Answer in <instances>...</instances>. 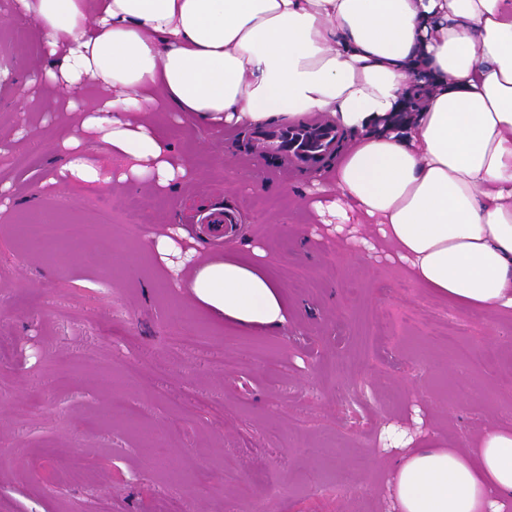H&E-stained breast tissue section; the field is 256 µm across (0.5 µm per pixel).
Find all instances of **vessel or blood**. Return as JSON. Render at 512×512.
I'll use <instances>...</instances> for the list:
<instances>
[{"label": "vessel or blood", "mask_w": 512, "mask_h": 512, "mask_svg": "<svg viewBox=\"0 0 512 512\" xmlns=\"http://www.w3.org/2000/svg\"><path fill=\"white\" fill-rule=\"evenodd\" d=\"M338 133L326 119L283 124L260 128L252 134L254 156L275 151L292 168L312 169L334 152Z\"/></svg>", "instance_id": "vessel-or-blood-1"}]
</instances>
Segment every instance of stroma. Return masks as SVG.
I'll return each mask as SVG.
<instances>
[{"label":"stroma","mask_w":512,"mask_h":512,"mask_svg":"<svg viewBox=\"0 0 512 512\" xmlns=\"http://www.w3.org/2000/svg\"><path fill=\"white\" fill-rule=\"evenodd\" d=\"M42 62L37 26L0 0V187L12 195L0 206V512H158L170 498L185 512H386L397 457L384 430L462 450L512 425V314L472 319L319 225L348 132L315 177L254 158L249 129L166 110L154 120L196 170L177 190L53 185L66 102L40 88L15 103ZM20 154L35 166L18 167ZM257 197L281 206L257 213ZM224 208L245 217L234 247L264 250L288 300L274 335L214 323L149 247L192 225L200 254L222 256L202 219ZM44 219L57 239L29 242L23 226ZM450 319L461 348L498 365L430 343V325ZM375 322L400 331L370 352ZM118 395L137 419L113 409Z\"/></svg>","instance_id":"1"}]
</instances>
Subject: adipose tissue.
Segmentation results:
<instances>
[{
    "mask_svg": "<svg viewBox=\"0 0 512 512\" xmlns=\"http://www.w3.org/2000/svg\"><path fill=\"white\" fill-rule=\"evenodd\" d=\"M15 2L41 33L35 81L69 96L54 182L109 184L91 133L128 157L118 181L176 189L193 166L151 124L164 109L211 127L328 114L354 145L317 215L374 222L360 254L394 256L458 310L512 312V0ZM404 96L421 106L401 118ZM262 255L195 259L182 286L226 328H282ZM389 489L396 512H512V427L466 451L401 448Z\"/></svg>",
    "mask_w": 512,
    "mask_h": 512,
    "instance_id": "adipose-tissue-1",
    "label": "adipose tissue"
}]
</instances>
